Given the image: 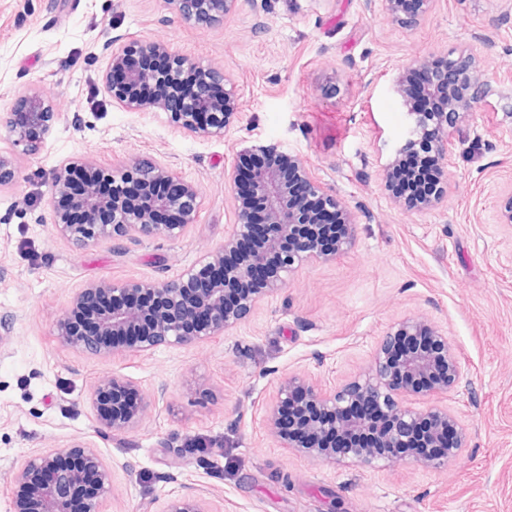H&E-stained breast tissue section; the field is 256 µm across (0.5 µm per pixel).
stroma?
<instances>
[{"mask_svg": "<svg viewBox=\"0 0 512 512\" xmlns=\"http://www.w3.org/2000/svg\"><path fill=\"white\" fill-rule=\"evenodd\" d=\"M481 30L488 41L475 39ZM110 41L161 42L223 71L240 122L206 139L168 113L122 107L104 83ZM462 53L480 59L486 85L448 157V199L397 207L381 186L407 126L391 79L420 58ZM32 92L59 114L41 149L13 148L0 124V154L19 171L0 188V512L28 456L74 441L112 470L102 512H165L182 496L210 512H512V226L501 216L512 197V0H436L412 26L380 0H245L209 27L165 0H0V120ZM252 144L280 145L314 170L356 216L352 247L298 268L234 330L197 346L96 357L61 345L53 324L78 288L172 279L223 245L235 220L228 176ZM83 156L112 169L167 165L200 192L195 223L176 241L75 248L50 197L55 170ZM413 315L447 332L462 365L456 387L416 401L448 407L465 431L447 467L323 464L269 435L281 378L336 389ZM112 375L151 401L116 436L100 433L91 407Z\"/></svg>", "mask_w": 512, "mask_h": 512, "instance_id": "stroma-1", "label": "stroma"}]
</instances>
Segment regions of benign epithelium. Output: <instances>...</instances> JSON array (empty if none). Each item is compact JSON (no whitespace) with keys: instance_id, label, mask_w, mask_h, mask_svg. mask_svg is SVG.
<instances>
[{"instance_id":"7a95c632","label":"benign epithelium","mask_w":512,"mask_h":512,"mask_svg":"<svg viewBox=\"0 0 512 512\" xmlns=\"http://www.w3.org/2000/svg\"><path fill=\"white\" fill-rule=\"evenodd\" d=\"M179 16L210 26L236 12L241 0H167ZM393 21L407 24L428 14L434 0H382ZM426 71L424 88L437 104L435 111L418 108L411 96L409 77ZM483 70L471 55L451 60L445 71L430 70V58L415 61L392 81L408 124L403 140L381 169L382 182L400 205L396 193L401 164L420 162L423 145L431 148L446 169L453 141L472 112L484 87ZM105 86L112 99L128 109L169 112L190 98L184 111L172 116L185 131L204 138H221L240 119V106L230 80L215 68H205L158 42L140 41L111 51ZM58 113L37 93L19 96L6 118L11 143L22 152L36 153ZM244 155L278 154L302 185L300 197L291 196L288 173L261 169L252 183L234 169L229 188L236 223L224 236V246L206 253L175 279L136 283L91 282L78 289L71 305L57 317L53 335L78 351L110 356L119 352H147L160 345L187 347L233 329L267 295L286 285L285 275L311 259L332 260L352 244L354 218L301 159L275 144L252 145ZM112 183V195L99 193L100 180ZM136 180L158 190L135 197L126 183ZM18 181V169L0 154V187ZM447 173L422 204L437 207L447 198ZM263 197L264 212L257 216L251 194ZM54 226L74 246L85 248L102 239L182 237L195 220L197 188L163 164L136 159L117 169H105L79 158L54 174L50 199ZM341 213L348 235L332 241L326 217ZM279 254L276 275L266 276L268 257ZM83 315L93 334L71 330L75 315ZM461 363L448 345V336L423 316L404 318L383 337L368 370L337 391L326 392L303 375L282 379L268 407L270 432L285 448L322 463L347 459L379 468L394 460L379 454L389 447L413 448L418 428H427L426 450L408 459L431 468L448 466L462 447L464 434L457 418L442 406L420 410L402 403L405 396L441 394L458 383ZM96 422L105 433L121 434L148 411L149 403L135 384L111 377L92 393ZM346 452L336 454V448ZM440 448L442 452L431 453ZM112 495V471L94 446L67 444L28 456L13 477L10 512H100ZM165 512H210L194 497L170 501Z\"/></svg>"}]
</instances>
